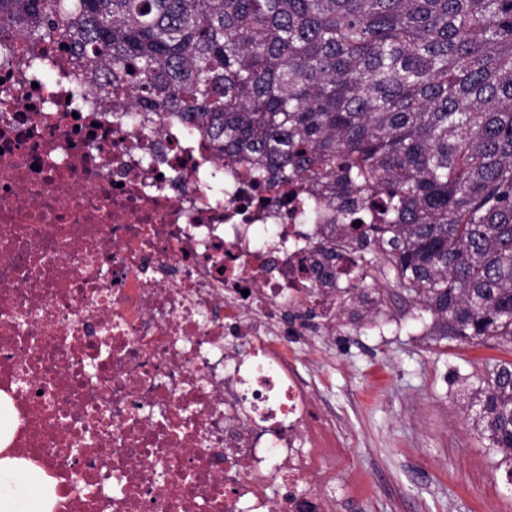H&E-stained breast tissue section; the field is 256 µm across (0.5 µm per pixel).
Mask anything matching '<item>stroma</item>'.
<instances>
[{"mask_svg":"<svg viewBox=\"0 0 512 512\" xmlns=\"http://www.w3.org/2000/svg\"><path fill=\"white\" fill-rule=\"evenodd\" d=\"M332 336H292L299 370L317 374L336 450V495L358 512H512L500 455L471 423L478 375L512 346L430 335L429 314L380 279Z\"/></svg>","mask_w":512,"mask_h":512,"instance_id":"1","label":"stroma"}]
</instances>
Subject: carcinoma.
<instances>
[{"label": "carcinoma", "instance_id": "1", "mask_svg": "<svg viewBox=\"0 0 512 512\" xmlns=\"http://www.w3.org/2000/svg\"><path fill=\"white\" fill-rule=\"evenodd\" d=\"M16 29L104 100L336 204L318 281L355 252L433 335L512 344V0H0ZM479 384L474 421L512 462V360Z\"/></svg>", "mask_w": 512, "mask_h": 512}]
</instances>
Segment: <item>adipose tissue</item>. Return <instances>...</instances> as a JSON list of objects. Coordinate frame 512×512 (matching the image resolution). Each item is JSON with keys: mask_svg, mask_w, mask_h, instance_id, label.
I'll use <instances>...</instances> for the list:
<instances>
[{"mask_svg": "<svg viewBox=\"0 0 512 512\" xmlns=\"http://www.w3.org/2000/svg\"><path fill=\"white\" fill-rule=\"evenodd\" d=\"M0 512H50L38 475L8 457L0 458Z\"/></svg>", "mask_w": 512, "mask_h": 512, "instance_id": "1", "label": "adipose tissue"}]
</instances>
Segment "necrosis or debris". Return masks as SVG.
Masks as SVG:
<instances>
[{
  "mask_svg": "<svg viewBox=\"0 0 512 512\" xmlns=\"http://www.w3.org/2000/svg\"><path fill=\"white\" fill-rule=\"evenodd\" d=\"M311 188L100 104L61 45L0 37V457L52 512H336L287 335L358 288Z\"/></svg>",
  "mask_w": 512,
  "mask_h": 512,
  "instance_id": "4bbe7bcc",
  "label": "necrosis or debris"
}]
</instances>
